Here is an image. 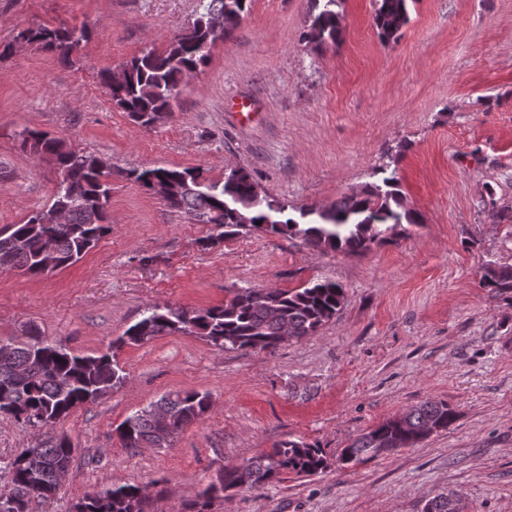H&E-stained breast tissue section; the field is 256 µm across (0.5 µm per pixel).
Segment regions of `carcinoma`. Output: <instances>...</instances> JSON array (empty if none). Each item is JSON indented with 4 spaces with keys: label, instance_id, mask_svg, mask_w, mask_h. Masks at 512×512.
Segmentation results:
<instances>
[{
    "label": "carcinoma",
    "instance_id": "carcinoma-1",
    "mask_svg": "<svg viewBox=\"0 0 512 512\" xmlns=\"http://www.w3.org/2000/svg\"><path fill=\"white\" fill-rule=\"evenodd\" d=\"M251 0H200L201 11L189 32L180 31L166 49L144 50L122 67L123 78L101 74L111 102L144 127L171 112L183 79L207 60L201 51L218 35L210 27L214 16L224 28L234 27L249 10ZM415 0H374L373 26L385 45L398 42L408 24L409 3ZM342 0H313L303 38L317 46L334 44L340 36ZM18 38L44 45L67 60L89 38L84 27L38 26ZM21 147L36 158L54 161L58 172L52 202L32 212L21 224L0 233V271L20 269L40 276L65 269L81 259L111 231L107 207L112 171L93 155L73 150L60 139L25 128L18 134ZM367 182L327 207L293 206L269 200L256 192L257 182L244 167L232 169L222 180L207 178L199 168L156 167L132 170L128 178L183 213L196 224H208L213 245L254 231L300 238L321 251L363 254L389 238L402 225H420L409 208L396 171L377 167ZM487 288H512V270L487 266L481 276ZM345 289L331 280H317L297 289L239 288L224 305L199 310L165 306L148 308L124 335L98 356L72 353L61 341L37 336L27 342H0V399L10 408L0 414L32 428L94 403L123 384L112 348L149 341L157 336L186 333L200 336L221 350H273L292 340L316 335L341 310ZM210 396L198 391L168 393L154 404L128 416L117 427L124 448H171L176 435L207 415ZM457 418L444 401L427 399L399 417L386 419L360 433L343 448L338 461L357 464L423 442L431 433L445 431ZM74 449L65 437L41 439L21 448L9 462V488L0 489V512H31L32 501L58 494L57 472L71 465ZM42 471L39 493L26 487L29 465ZM327 467V457L316 444L288 440L243 466L226 467L218 484L204 497L244 488L262 491L284 472L316 475ZM79 512H146V496L136 485L106 487L74 503Z\"/></svg>",
    "mask_w": 512,
    "mask_h": 512
}]
</instances>
